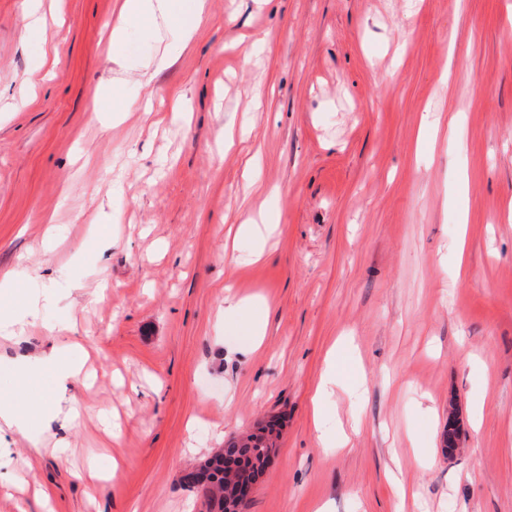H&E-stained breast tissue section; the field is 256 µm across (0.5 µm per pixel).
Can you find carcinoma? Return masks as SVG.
I'll use <instances>...</instances> for the list:
<instances>
[{"label": "carcinoma", "instance_id": "obj_1", "mask_svg": "<svg viewBox=\"0 0 512 512\" xmlns=\"http://www.w3.org/2000/svg\"><path fill=\"white\" fill-rule=\"evenodd\" d=\"M279 422L270 420L264 433H249L227 443L197 466L186 471L182 478L185 486L202 493L206 512H224V500L230 498L235 486L243 478L238 469L242 461L263 471V458L277 451Z\"/></svg>", "mask_w": 512, "mask_h": 512}]
</instances>
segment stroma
I'll use <instances>...</instances> for the list:
<instances>
[{
  "label": "stroma",
  "instance_id": "stroma-1",
  "mask_svg": "<svg viewBox=\"0 0 512 512\" xmlns=\"http://www.w3.org/2000/svg\"><path fill=\"white\" fill-rule=\"evenodd\" d=\"M28 4L0 0V272L38 315L0 336V399L84 413L65 448L35 413L0 432V469L37 460L46 491L0 512H203L184 472L274 416L243 512H512V0H208L186 41L128 25L120 73L118 0H41L26 35ZM75 339L93 384L22 373ZM91 466L113 475L92 494Z\"/></svg>",
  "mask_w": 512,
  "mask_h": 512
}]
</instances>
